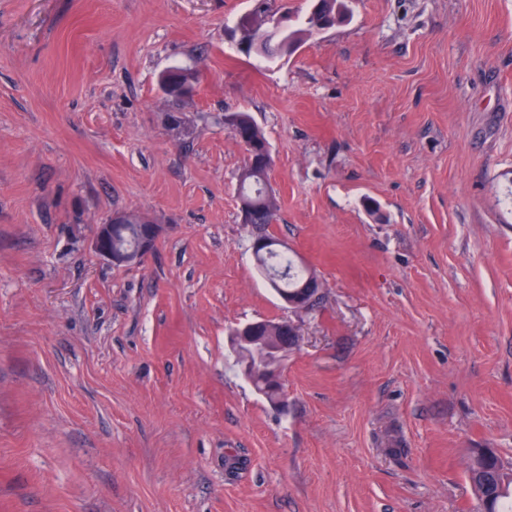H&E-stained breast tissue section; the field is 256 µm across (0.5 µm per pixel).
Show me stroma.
<instances>
[{"mask_svg": "<svg viewBox=\"0 0 512 512\" xmlns=\"http://www.w3.org/2000/svg\"><path fill=\"white\" fill-rule=\"evenodd\" d=\"M348 5L265 68L251 0H0V512H480L471 450L512 469V0ZM231 112L309 311L254 265ZM122 209L138 265L94 251ZM260 319L299 329L284 412L228 344ZM183 69L182 67H173V70H166L160 76V86L162 88V92L166 98H175L184 99L187 98L191 94V86L190 84L181 85L178 90L175 88L178 84H181V74L183 71H176ZM236 115L243 118V122H250L252 126H249L252 139L259 151V148H264L266 144L269 145V142L262 131V129L253 121L252 117L244 112L236 113ZM234 113L225 114L224 116V125L230 128V130L239 136V140L245 149L246 156L250 155L248 153V149H250L249 141H251V133L250 130L247 129L245 125H237V116ZM251 145H253L251 141ZM127 224H124L125 215L114 213L108 224H102L95 239V253L112 263L113 265L138 264L152 251L155 241L159 236L160 226L154 222L146 224L140 238V225L143 221L140 214L128 211ZM112 224H122L120 227H113ZM140 239V242H139ZM139 242L138 247L133 251L113 250V248H132Z\"/></svg>", "mask_w": 512, "mask_h": 512, "instance_id": "stroma-1", "label": "stroma"}]
</instances>
